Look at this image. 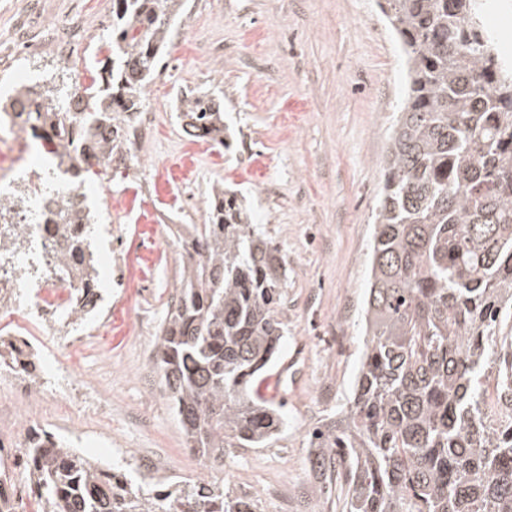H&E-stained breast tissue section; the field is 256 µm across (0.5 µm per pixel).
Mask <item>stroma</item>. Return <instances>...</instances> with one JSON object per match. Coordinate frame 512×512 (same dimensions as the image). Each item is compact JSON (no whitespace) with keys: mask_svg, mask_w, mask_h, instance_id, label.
I'll list each match as a JSON object with an SVG mask.
<instances>
[{"mask_svg":"<svg viewBox=\"0 0 512 512\" xmlns=\"http://www.w3.org/2000/svg\"><path fill=\"white\" fill-rule=\"evenodd\" d=\"M34 12L43 27L33 49L0 61L1 98L21 83L88 81L112 0H0L1 51ZM72 23L83 27V48L64 69L52 32ZM161 71L167 83L145 101L157 114L144 147L149 168L134 164L119 178L91 182L96 209L116 201L125 213L127 286L88 345L56 353L84 396L55 410L50 429L67 441L83 427L81 451L136 478L144 457L167 463L173 480L199 477L203 461L187 448L153 370L182 272L180 250L156 215L180 203L187 223H204L203 200L219 181L244 197L253 223L288 263L287 333L260 387L282 404L287 424L262 447L226 449L209 479L231 495L240 482L303 484L317 512L307 432L346 406L364 346L371 224L389 126L404 96L399 46L377 0H188ZM184 89L223 94L229 150L182 135L175 112ZM340 336L348 341L342 352ZM98 397L112 404L108 418L88 412Z\"/></svg>","mask_w":512,"mask_h":512,"instance_id":"1","label":"stroma"}]
</instances>
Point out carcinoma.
I'll return each instance as SVG.
<instances>
[{"label":"carcinoma","instance_id":"carcinoma-1","mask_svg":"<svg viewBox=\"0 0 512 512\" xmlns=\"http://www.w3.org/2000/svg\"><path fill=\"white\" fill-rule=\"evenodd\" d=\"M187 0H112L108 54L90 63L83 112L66 83L17 86L0 106L12 124L54 143L80 196L91 151L118 153ZM406 58L405 100L384 160L362 317L370 336L343 418L309 431V469L333 512H512V428L487 412V369L512 370V64L483 22V0L379 3ZM177 118L230 148L224 101L178 98ZM30 186L0 196V222ZM56 223H91L92 206ZM183 266L160 327L155 372L186 446L219 463L285 426L281 405L253 390L276 360L287 269L237 192L212 185L204 224L187 225ZM54 273L96 282L87 234L67 237ZM345 453L353 472L338 466ZM45 512H254L214 483L136 481L64 441L36 434L25 449Z\"/></svg>","mask_w":512,"mask_h":512}]
</instances>
